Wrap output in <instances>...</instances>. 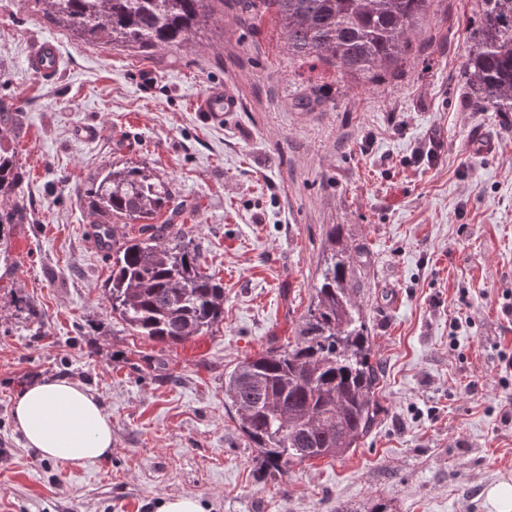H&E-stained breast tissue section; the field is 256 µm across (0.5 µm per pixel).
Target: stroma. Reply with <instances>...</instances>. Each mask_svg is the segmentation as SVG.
I'll use <instances>...</instances> for the list:
<instances>
[{"instance_id": "obj_1", "label": "stroma", "mask_w": 512, "mask_h": 512, "mask_svg": "<svg viewBox=\"0 0 512 512\" xmlns=\"http://www.w3.org/2000/svg\"><path fill=\"white\" fill-rule=\"evenodd\" d=\"M481 0H433L400 70L377 84L294 61L275 24L225 0L185 46L91 45L33 0H0V142L22 166L31 220L0 259V512H493L512 483V112H481L464 73ZM53 77L27 69L42 40ZM228 85L214 124L193 99ZM492 138L493 154L472 151ZM435 150V161L423 159ZM134 162L171 181L176 223L224 285L212 333L167 345L105 300L112 252L89 188ZM355 256L350 293L379 364L358 447L269 476L224 403V373L295 342L327 232ZM80 383L112 419L111 455L83 466L27 447L13 403ZM488 499L495 509V512L512 511V484L500 482L492 486L487 492ZM156 512H205L199 498L194 495H180L161 500Z\"/></svg>"}]
</instances>
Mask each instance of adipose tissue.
<instances>
[{"label": "adipose tissue", "instance_id": "adipose-tissue-1", "mask_svg": "<svg viewBox=\"0 0 512 512\" xmlns=\"http://www.w3.org/2000/svg\"><path fill=\"white\" fill-rule=\"evenodd\" d=\"M15 424L42 457L75 465L110 455L112 421L79 383L50 380L26 388L14 404Z\"/></svg>", "mask_w": 512, "mask_h": 512}]
</instances>
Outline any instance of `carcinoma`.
<instances>
[{"mask_svg":"<svg viewBox=\"0 0 512 512\" xmlns=\"http://www.w3.org/2000/svg\"><path fill=\"white\" fill-rule=\"evenodd\" d=\"M47 13L95 44L165 48L190 40L215 13L216 0H43ZM253 26L282 24L288 54L373 81L404 62L432 0H240ZM482 24L465 72L480 110L512 112V0H482ZM12 100L0 97V132L13 124ZM22 179L14 151L0 144V244L27 220L14 197ZM170 181L138 164L113 165L98 179L92 204L101 214L143 222L142 236L112 245L106 300L129 328L164 344L212 331L224 319V286L199 271L174 224ZM329 253L316 302L294 345L273 346L224 373V403L269 474L306 460L337 458L358 447L376 413L377 368L368 329L350 296L351 253L342 228L329 229Z\"/></svg>","mask_w":512,"mask_h":512,"instance_id":"cac0c4a2","label":"carcinoma"}]
</instances>
